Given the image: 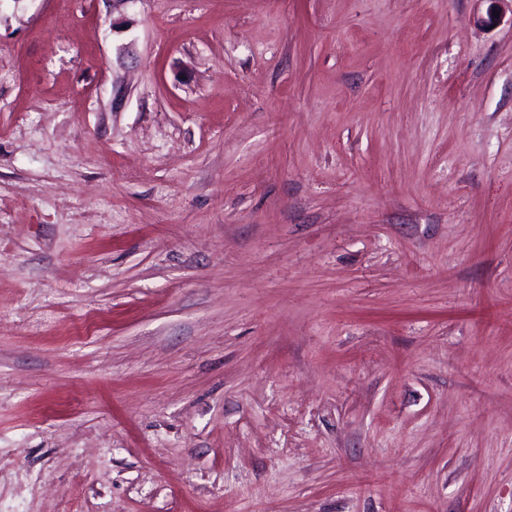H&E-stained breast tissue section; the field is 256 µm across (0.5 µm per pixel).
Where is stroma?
I'll list each match as a JSON object with an SVG mask.
<instances>
[{
    "label": "stroma",
    "mask_w": 512,
    "mask_h": 512,
    "mask_svg": "<svg viewBox=\"0 0 512 512\" xmlns=\"http://www.w3.org/2000/svg\"><path fill=\"white\" fill-rule=\"evenodd\" d=\"M0 0V512H512V13Z\"/></svg>",
    "instance_id": "obj_1"
}]
</instances>
